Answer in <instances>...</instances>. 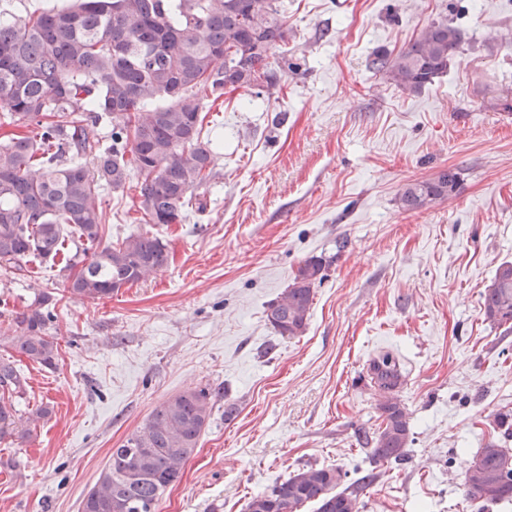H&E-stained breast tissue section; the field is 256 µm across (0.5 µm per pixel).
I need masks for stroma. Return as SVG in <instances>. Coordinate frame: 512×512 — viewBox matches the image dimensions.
Masks as SVG:
<instances>
[{"label":"stroma","instance_id":"1","mask_svg":"<svg viewBox=\"0 0 512 512\" xmlns=\"http://www.w3.org/2000/svg\"><path fill=\"white\" fill-rule=\"evenodd\" d=\"M282 3L304 65L216 102L206 211L146 224L137 182L102 192L104 242L159 238L163 271L82 301L57 264L0 267V339L44 291L59 343L56 368L19 363L20 412L50 413L0 444V512H81L113 448L201 388L211 423L158 512H247L309 465L342 469L360 512H476L467 469L489 442L512 450L496 423L512 415V331L482 312L496 267L512 262V0ZM444 17L465 40L421 94L368 71L374 50L400 51ZM446 168L461 173L456 196L400 208L405 183ZM313 256L326 267L307 327L279 336L268 306ZM384 354L413 432L399 463L364 446L382 423L370 365Z\"/></svg>","mask_w":512,"mask_h":512}]
</instances>
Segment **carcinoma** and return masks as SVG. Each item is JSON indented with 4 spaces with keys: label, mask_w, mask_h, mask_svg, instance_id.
<instances>
[{
    "label": "carcinoma",
    "mask_w": 512,
    "mask_h": 512,
    "mask_svg": "<svg viewBox=\"0 0 512 512\" xmlns=\"http://www.w3.org/2000/svg\"><path fill=\"white\" fill-rule=\"evenodd\" d=\"M291 31L278 0H71L62 9L21 18H0V112L25 134L0 142V266L23 269L29 255L55 260L64 232L78 233L75 253L60 268L65 289L78 300L110 298L124 286L166 267L159 239L130 235L103 242L100 190L125 188L140 179V209L148 224H175L185 207L206 203L194 189L212 174L209 142L201 138L206 113L224 87H274L269 58H288ZM463 31L446 19L429 23L393 54L372 53L368 69L410 94L420 93L448 72ZM112 121V143L88 137V126ZM461 184L455 169L405 184L400 208L416 211L450 198ZM325 263L311 257L267 310L275 332H304ZM51 295L41 292L16 317L8 344L21 356L53 368L57 338L49 331ZM483 315L512 328V262L500 264L483 293ZM373 380L391 397L381 405L383 426L368 440L383 462L405 456L410 429L405 407L392 396L400 375L390 356L371 368ZM28 381L12 360L0 357V443L25 438L49 414L38 407L19 415L16 399ZM206 389L165 400L123 445L82 501L81 512H157L163 494L195 454L213 413ZM342 472L309 466L249 501L248 512H359L358 492H334ZM470 498L485 505L512 502V454L490 442L465 475Z\"/></svg>",
    "instance_id": "obj_1"
}]
</instances>
